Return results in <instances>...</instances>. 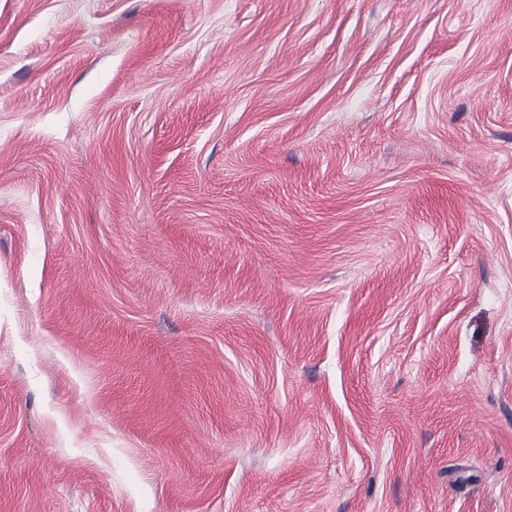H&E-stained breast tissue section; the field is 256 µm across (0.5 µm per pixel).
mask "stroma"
Returning <instances> with one entry per match:
<instances>
[{"instance_id":"stroma-1","label":"stroma","mask_w":512,"mask_h":512,"mask_svg":"<svg viewBox=\"0 0 512 512\" xmlns=\"http://www.w3.org/2000/svg\"><path fill=\"white\" fill-rule=\"evenodd\" d=\"M0 512H512V0H0Z\"/></svg>"}]
</instances>
